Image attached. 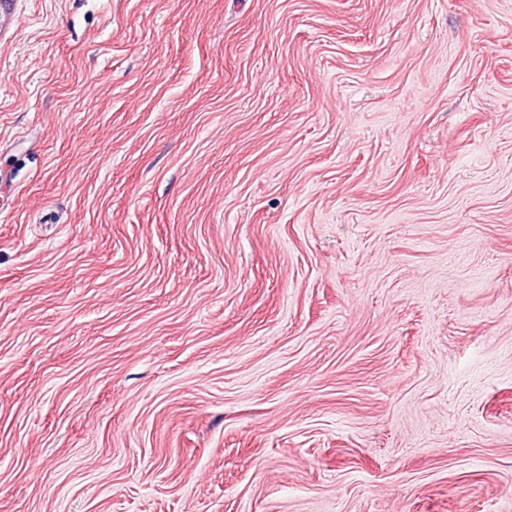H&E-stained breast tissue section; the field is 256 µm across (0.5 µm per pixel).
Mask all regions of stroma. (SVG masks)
I'll return each mask as SVG.
<instances>
[{
	"label": "stroma",
	"instance_id": "35a3bbf8",
	"mask_svg": "<svg viewBox=\"0 0 512 512\" xmlns=\"http://www.w3.org/2000/svg\"><path fill=\"white\" fill-rule=\"evenodd\" d=\"M0 512H512V0H13Z\"/></svg>",
	"mask_w": 512,
	"mask_h": 512
}]
</instances>
